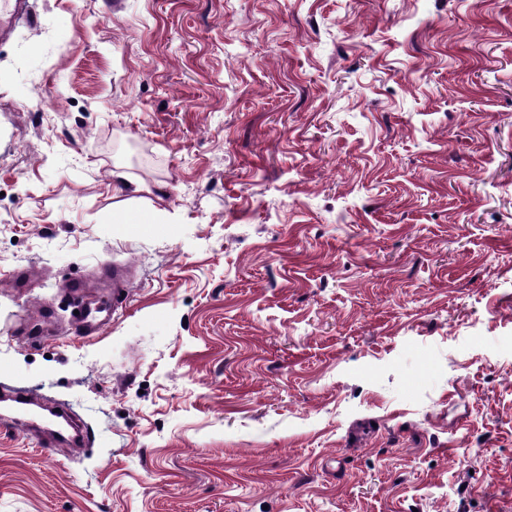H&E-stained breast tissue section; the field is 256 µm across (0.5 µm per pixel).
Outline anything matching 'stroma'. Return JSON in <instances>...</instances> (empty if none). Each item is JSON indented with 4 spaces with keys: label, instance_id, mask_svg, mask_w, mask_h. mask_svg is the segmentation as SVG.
<instances>
[{
    "label": "stroma",
    "instance_id": "obj_1",
    "mask_svg": "<svg viewBox=\"0 0 512 512\" xmlns=\"http://www.w3.org/2000/svg\"><path fill=\"white\" fill-rule=\"evenodd\" d=\"M25 2L0 383L89 437L0 417V512H512V0ZM97 280L99 283H110L112 285V296L106 305H98L89 301L86 297L93 296L96 292L91 284L83 281L74 282L71 294L80 302V310L77 320L81 332L86 336L97 333L101 328V314L105 317L115 312L118 308L126 305L129 297L130 280L126 270L116 265L105 266L100 269ZM45 410L55 420L46 422L45 417L40 416L44 422V425L39 427L41 447L58 449L74 445L84 437L87 438V434L84 435L67 414L56 412L54 408Z\"/></svg>",
    "mask_w": 512,
    "mask_h": 512
}]
</instances>
